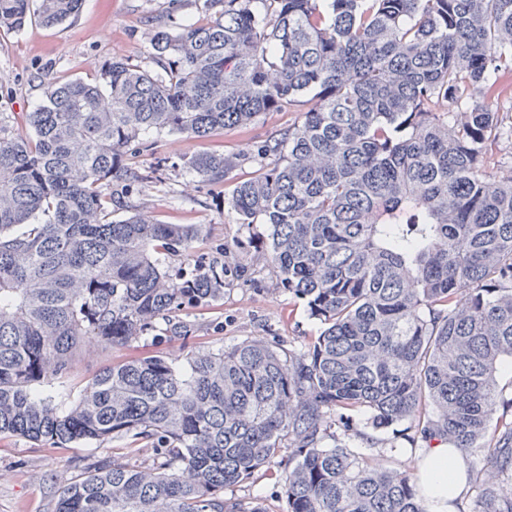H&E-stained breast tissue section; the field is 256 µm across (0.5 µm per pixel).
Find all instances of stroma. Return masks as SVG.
Returning <instances> with one entry per match:
<instances>
[{
	"label": "stroma",
	"instance_id": "1",
	"mask_svg": "<svg viewBox=\"0 0 512 512\" xmlns=\"http://www.w3.org/2000/svg\"><path fill=\"white\" fill-rule=\"evenodd\" d=\"M200 15L198 0H181L177 6L171 0H86L78 17L63 25L46 27L34 21L18 33L1 31L0 113L31 111L44 98L43 76L91 80L105 61H145L150 52V28L144 23L145 17L168 22L194 20ZM300 119L297 112H267L247 132L227 130L206 141L153 134L147 148L130 160L132 171L142 178L141 192L134 199L140 211L170 224L203 225L198 251L211 257L216 246L228 244L227 262L243 266L252 280L246 286L242 281L225 279L224 296L212 309L187 314V321L197 325L205 345L218 348L264 336L280 340L283 348L290 350L319 329L302 304L277 288L275 273L261 252L265 225L237 223L235 213L224 205V195L232 190L234 181L254 171L249 156L256 143ZM203 150L236 160L228 182H203L173 169L153 178L159 161L174 162ZM146 350V345L139 343L105 351L95 341H87L72 367L71 382L84 387L112 361ZM356 428L367 433V441L357 439L356 432L337 435V443L354 447L384 466H397L400 457L411 454L407 447L397 453L390 451L392 429L373 427L367 416L357 417ZM95 454L90 445L44 448L24 438L1 436L0 512H53L60 488L80 476ZM224 497L260 504L265 512H288L282 484L272 469L226 488Z\"/></svg>",
	"mask_w": 512,
	"mask_h": 512
}]
</instances>
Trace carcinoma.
Segmentation results:
<instances>
[{"mask_svg":"<svg viewBox=\"0 0 512 512\" xmlns=\"http://www.w3.org/2000/svg\"><path fill=\"white\" fill-rule=\"evenodd\" d=\"M0 0V29L54 27L84 0ZM160 23L149 64L46 82L0 113V436L49 448L119 441L54 512H265L224 488L275 468L288 512H426L418 465L327 446L369 412L428 448L484 453L456 512H512V0H202ZM301 120L257 143L228 205L266 224L277 288L320 325L300 348L264 338L114 361L74 392L81 343L189 341L179 312L224 296L198 224L135 209L129 156L150 133L208 140L265 112ZM236 167L201 151L205 182ZM179 256L177 268L166 259ZM144 448L152 463L125 458Z\"/></svg>","mask_w":512,"mask_h":512,"instance_id":"1","label":"carcinoma"}]
</instances>
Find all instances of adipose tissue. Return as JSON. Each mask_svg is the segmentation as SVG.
<instances>
[{
	"label": "adipose tissue",
	"instance_id": "1",
	"mask_svg": "<svg viewBox=\"0 0 512 512\" xmlns=\"http://www.w3.org/2000/svg\"><path fill=\"white\" fill-rule=\"evenodd\" d=\"M419 469L426 484L423 499L426 512H452L448 503L450 493H462L465 486L467 462L461 455H449L439 442L419 449Z\"/></svg>",
	"mask_w": 512,
	"mask_h": 512
}]
</instances>
